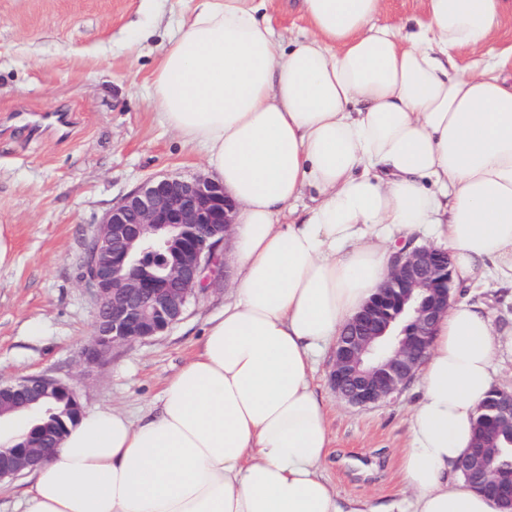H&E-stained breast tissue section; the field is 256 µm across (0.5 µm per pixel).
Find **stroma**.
<instances>
[{
    "mask_svg": "<svg viewBox=\"0 0 512 512\" xmlns=\"http://www.w3.org/2000/svg\"><path fill=\"white\" fill-rule=\"evenodd\" d=\"M197 0H0V226L12 237L0 265V382L48 374L70 383L84 409L137 418L196 354L227 284L189 305L161 336L86 365L95 300L80 279L104 214L149 177L210 175L202 145L161 119L156 64ZM71 113L66 138L29 134L17 110ZM463 298L483 305L503 334L495 386L512 389V282L480 273ZM330 354L315 365L333 442L327 476L347 497L386 503L399 488V451L419 393L406 385L370 407L342 402L329 383Z\"/></svg>",
    "mask_w": 512,
    "mask_h": 512,
    "instance_id": "1",
    "label": "stroma"
}]
</instances>
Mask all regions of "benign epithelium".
<instances>
[{
	"instance_id": "1",
	"label": "benign epithelium",
	"mask_w": 512,
	"mask_h": 512,
	"mask_svg": "<svg viewBox=\"0 0 512 512\" xmlns=\"http://www.w3.org/2000/svg\"><path fill=\"white\" fill-rule=\"evenodd\" d=\"M233 224V205L223 185L204 175L151 177L113 205L83 260L81 279L97 305L84 362L99 364L115 348L151 339L179 322L193 299L227 277L220 247ZM453 288L447 250L421 246L393 255L386 280L336 342L330 371L336 395L351 405L369 406L406 386L428 356L434 325L448 312ZM61 399L79 418L77 392L60 379L32 375L0 383V420L17 421L32 406ZM492 410L491 428L512 436V390H495ZM20 435L24 445H11ZM64 436L48 437L31 427L0 434V481L45 463ZM489 448L476 436L460 468L484 494L512 501Z\"/></svg>"
}]
</instances>
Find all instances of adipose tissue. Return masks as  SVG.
Instances as JSON below:
<instances>
[{
	"label": "adipose tissue",
	"mask_w": 512,
	"mask_h": 512,
	"mask_svg": "<svg viewBox=\"0 0 512 512\" xmlns=\"http://www.w3.org/2000/svg\"><path fill=\"white\" fill-rule=\"evenodd\" d=\"M302 0L284 40L263 0H199L154 73L164 122L207 150L237 206L234 297L155 416L85 412L31 473L22 512H503L459 464L494 388L501 345L462 300L436 324L400 451L409 508L344 498L324 470L315 357L429 231L458 287L512 277V77L493 50L512 0ZM474 57L460 65L457 54ZM316 197L281 224L305 189ZM424 12L423 0H384L383 10L377 18V23L393 25L401 17H422Z\"/></svg>",
	"instance_id": "ef3b65f1"
}]
</instances>
